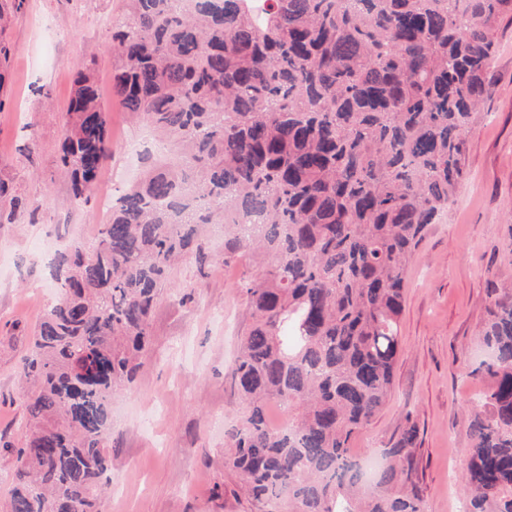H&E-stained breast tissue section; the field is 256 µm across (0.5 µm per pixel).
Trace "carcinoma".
<instances>
[{"label": "carcinoma", "instance_id": "1", "mask_svg": "<svg viewBox=\"0 0 512 512\" xmlns=\"http://www.w3.org/2000/svg\"><path fill=\"white\" fill-rule=\"evenodd\" d=\"M112 22V89L152 126L148 159L91 247L57 265L60 297L23 358L30 433L9 512H98L110 396L131 383L173 265L224 225V263L260 258L252 324L234 361L246 404L224 464L265 512H426L408 483V425L373 479L352 439L392 396L408 262L466 176L467 132L488 92L512 0H127ZM60 165L74 200L111 155L89 68L67 112ZM469 420L464 512H512V285L488 305ZM272 402L293 418L268 423Z\"/></svg>", "mask_w": 512, "mask_h": 512}]
</instances>
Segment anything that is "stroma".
I'll use <instances>...</instances> for the list:
<instances>
[{
  "mask_svg": "<svg viewBox=\"0 0 512 512\" xmlns=\"http://www.w3.org/2000/svg\"><path fill=\"white\" fill-rule=\"evenodd\" d=\"M125 10L126 0H26L7 32L0 181L23 206L14 223H0V512L25 435L23 357L52 304L33 287L50 286V264L66 244L95 237L105 214L100 193L120 195L153 149L151 129L133 122L112 92V22ZM497 42L489 92L468 133L467 178L409 265L393 396L350 444L355 455L379 453L414 424L410 486L427 512H458L465 497L469 418L492 384L475 349L491 288L512 283L511 21L501 22ZM86 66L108 107L112 156L79 205L58 156L75 73ZM206 249V266L188 258L174 267L144 365L112 397L106 476L120 486L107 491L101 512H263L238 495L239 479L224 466V434L244 412L232 366L251 323L244 286L257 260L225 262L220 227Z\"/></svg>",
  "mask_w": 512,
  "mask_h": 512,
  "instance_id": "35a3bbf8",
  "label": "stroma"
}]
</instances>
